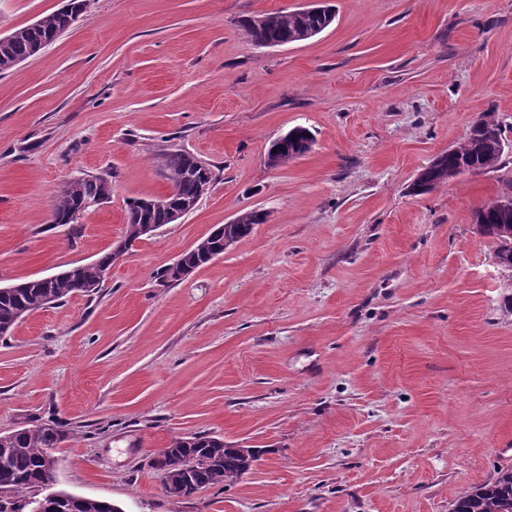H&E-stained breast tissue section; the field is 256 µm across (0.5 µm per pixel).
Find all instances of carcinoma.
Segmentation results:
<instances>
[{"mask_svg":"<svg viewBox=\"0 0 512 512\" xmlns=\"http://www.w3.org/2000/svg\"><path fill=\"white\" fill-rule=\"evenodd\" d=\"M67 13L57 10L40 19L35 27H20L7 41H0V59L12 60L36 55L63 32ZM264 20L249 18L243 21L245 34L257 47L279 41L285 44L308 40L328 28L335 19V11L325 7L319 13L274 12L263 14ZM473 133L463 138L450 152L424 168L413 182L411 192L428 193L457 176L460 163H467L478 171L497 167L509 143L503 137L500 123L489 129L483 119L472 124ZM313 140L311 131L296 126L272 143L280 159L292 160L306 141ZM166 168L172 182L171 205L181 206L199 200L201 188L216 180L212 169L195 156L176 151L166 158ZM103 177L82 179L73 183L54 205L52 219L55 224L73 223L72 215L83 201L95 194ZM127 213L132 223L126 226V235L141 239L140 228L145 224H166L168 214L152 209L140 199L130 203ZM477 232L495 240L496 256L512 262V215L500 213L491 205L478 215ZM265 222L264 212L250 209L238 215V223L224 226V237L238 243L248 237L254 225ZM223 249L220 238H208L182 254V264L168 267L161 277L177 281L182 275L204 263L205 254ZM111 263V254L98 260L67 269L68 275L45 283L38 278L20 282V287L0 293V338L8 335L24 314L33 306L55 304L63 299L87 292L86 286L103 281L102 273ZM66 439V433L55 425L22 428L4 437L8 452L0 456V491L11 495V501L0 502V512H16L10 502L25 506H41L40 512H120L109 501L88 498L82 502H69L73 494L52 490L33 502L27 493L44 490L48 474L44 469L45 454ZM164 465L169 467L166 477L178 476L197 491L204 487L221 485L236 480L241 468L237 452L221 444V439L206 435L172 439ZM453 512H512V468L498 472L494 481L463 490L454 503Z\"/></svg>","mask_w":512,"mask_h":512,"instance_id":"1","label":"carcinoma"}]
</instances>
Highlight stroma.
<instances>
[{"mask_svg": "<svg viewBox=\"0 0 512 512\" xmlns=\"http://www.w3.org/2000/svg\"><path fill=\"white\" fill-rule=\"evenodd\" d=\"M316 0H87L0 73V285L109 252L166 157L216 181L140 239L92 296L0 338V435L49 419L57 487L121 512H452L512 467L511 275L473 213L497 168L410 186L492 114L512 144V0H328L311 39L255 46L243 19ZM66 0H0V33ZM310 152L271 169L295 126ZM112 196L72 224L67 181ZM246 240L180 281L160 271L242 211ZM258 448L234 483L179 498L149 461L176 437ZM72 181H70L63 190L69 191L62 194L54 205L52 219L55 224H72L74 222L72 215L80 208L83 201L95 194L101 182L108 181V179L104 177L82 179L74 182L70 188ZM103 201L104 198L100 195L96 198L86 199L82 205V210L77 214V217L88 211L90 208L100 206Z\"/></svg>", "mask_w": 512, "mask_h": 512, "instance_id": "stroma-1", "label": "stroma"}]
</instances>
